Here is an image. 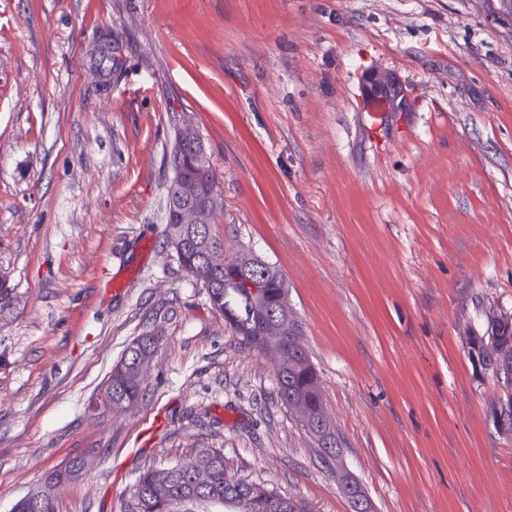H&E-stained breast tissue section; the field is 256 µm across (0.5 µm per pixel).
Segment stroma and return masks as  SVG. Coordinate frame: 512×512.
I'll list each match as a JSON object with an SVG mask.
<instances>
[{
	"mask_svg": "<svg viewBox=\"0 0 512 512\" xmlns=\"http://www.w3.org/2000/svg\"><path fill=\"white\" fill-rule=\"evenodd\" d=\"M405 111L377 112L371 78ZM206 144L225 249L288 283L342 453L278 396L165 235L174 125ZM512 316V0H0V512H135L218 448L305 512H512V435L473 365ZM159 339L127 411L89 402ZM163 410L155 447L140 421ZM92 465L93 460L91 457L77 456L72 458L63 469L53 473L40 490L28 496L14 511L21 512L24 508V510H26L28 505L37 504L40 506L46 501H51L57 488L61 487L72 478L87 475L91 471Z\"/></svg>",
	"mask_w": 512,
	"mask_h": 512,
	"instance_id": "35a3bbf8",
	"label": "stroma"
}]
</instances>
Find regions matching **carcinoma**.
Masks as SVG:
<instances>
[{
    "instance_id": "carcinoma-1",
    "label": "carcinoma",
    "mask_w": 512,
    "mask_h": 512,
    "mask_svg": "<svg viewBox=\"0 0 512 512\" xmlns=\"http://www.w3.org/2000/svg\"><path fill=\"white\" fill-rule=\"evenodd\" d=\"M206 154L204 142L194 147L174 145L172 165L183 167L185 174L196 175L204 189L216 186L212 166L195 168L196 154ZM182 268H202L220 280V287L209 291V302L214 310L224 315L225 321L245 344L275 355V368L279 394L301 426L314 438L317 447L331 458L338 456L339 443L326 418L316 370L308 350L301 339L297 322L288 315V289L286 279L276 266L262 260L250 251L206 255L201 249L184 247L176 254ZM259 268V277L253 279L254 287L244 284L245 273ZM281 309L279 329L267 320L268 311ZM490 329L495 336L492 348L483 343V337L473 336L470 352L476 354L482 366L512 389V319L500 316L491 319ZM142 380L130 366L118 362L112 368V402L126 398L138 400ZM497 429L512 434V406L498 405L494 409ZM202 479L207 500L224 504L232 512H301L291 500L253 482L231 480L229 465L224 454L215 448H197L190 457L171 468L149 470L137 481L135 498L138 512H173L181 502V491L187 475Z\"/></svg>"
}]
</instances>
